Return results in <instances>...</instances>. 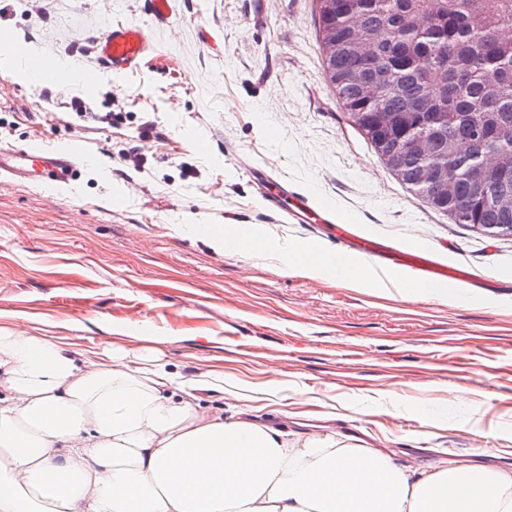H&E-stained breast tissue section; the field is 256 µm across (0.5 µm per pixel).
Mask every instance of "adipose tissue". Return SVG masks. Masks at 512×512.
Wrapping results in <instances>:
<instances>
[{
	"label": "adipose tissue",
	"instance_id": "1",
	"mask_svg": "<svg viewBox=\"0 0 512 512\" xmlns=\"http://www.w3.org/2000/svg\"><path fill=\"white\" fill-rule=\"evenodd\" d=\"M116 348L92 362L0 326V512H512V465L398 464L335 433L287 438Z\"/></svg>",
	"mask_w": 512,
	"mask_h": 512
}]
</instances>
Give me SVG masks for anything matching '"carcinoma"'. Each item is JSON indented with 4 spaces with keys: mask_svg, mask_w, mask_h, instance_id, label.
Returning <instances> with one entry per match:
<instances>
[{
    "mask_svg": "<svg viewBox=\"0 0 512 512\" xmlns=\"http://www.w3.org/2000/svg\"><path fill=\"white\" fill-rule=\"evenodd\" d=\"M315 19L329 82L373 148L400 150L402 183L417 190L421 164L412 137L427 128L431 161L448 174L421 197L455 224H512V0H315ZM426 19L424 32L408 25ZM356 30L381 38L362 59L328 52ZM354 73L391 79L395 90L365 100Z\"/></svg>",
    "mask_w": 512,
    "mask_h": 512,
    "instance_id": "cac0c4a2",
    "label": "carcinoma"
}]
</instances>
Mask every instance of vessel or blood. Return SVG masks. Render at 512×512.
<instances>
[{
	"label": "vessel or blood",
	"mask_w": 512,
	"mask_h": 512,
	"mask_svg": "<svg viewBox=\"0 0 512 512\" xmlns=\"http://www.w3.org/2000/svg\"><path fill=\"white\" fill-rule=\"evenodd\" d=\"M152 51L151 31L135 22L113 23L97 44L101 61L116 74L140 67ZM88 159L83 146L77 142L63 150L0 147V172L40 185L69 187L75 180L78 164ZM320 219L325 224H338L342 233L359 240L358 258L380 260L382 269L400 272L407 281L422 289L452 286L463 278L461 270L439 261L429 249H386L376 238L362 235L357 225L337 221L336 210L331 205L321 207Z\"/></svg>",
	"instance_id": "vessel-or-blood-1"
}]
</instances>
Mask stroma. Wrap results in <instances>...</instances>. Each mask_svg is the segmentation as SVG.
I'll use <instances>...</instances> for the list:
<instances>
[{"label": "stroma", "mask_w": 512, "mask_h": 512, "mask_svg": "<svg viewBox=\"0 0 512 512\" xmlns=\"http://www.w3.org/2000/svg\"><path fill=\"white\" fill-rule=\"evenodd\" d=\"M171 7L159 22L150 0H0V32L55 70L33 87L0 55V145L78 140L94 158L58 195L0 176V326L80 352L138 354L151 336L201 380V404L234 392L259 422L327 425L400 463H479L487 447L511 463L512 236L453 223L388 170L325 75L313 0ZM116 20L155 35L136 72L95 54ZM61 62L99 78L75 86ZM282 182L393 247H428L464 271L466 303L287 274L197 234L229 225L339 257L335 229L269 208Z\"/></svg>", "instance_id": "35a3bbf8"}]
</instances>
